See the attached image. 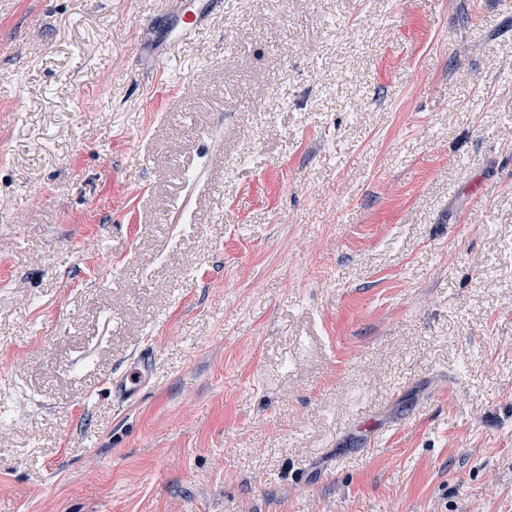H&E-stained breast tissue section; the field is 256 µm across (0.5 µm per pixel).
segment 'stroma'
<instances>
[{
    "label": "stroma",
    "mask_w": 512,
    "mask_h": 512,
    "mask_svg": "<svg viewBox=\"0 0 512 512\" xmlns=\"http://www.w3.org/2000/svg\"><path fill=\"white\" fill-rule=\"evenodd\" d=\"M167 2L0 0V512H512V0ZM218 0H173L171 7L177 12V24L169 30L172 41L191 36L211 13Z\"/></svg>",
    "instance_id": "stroma-1"
}]
</instances>
